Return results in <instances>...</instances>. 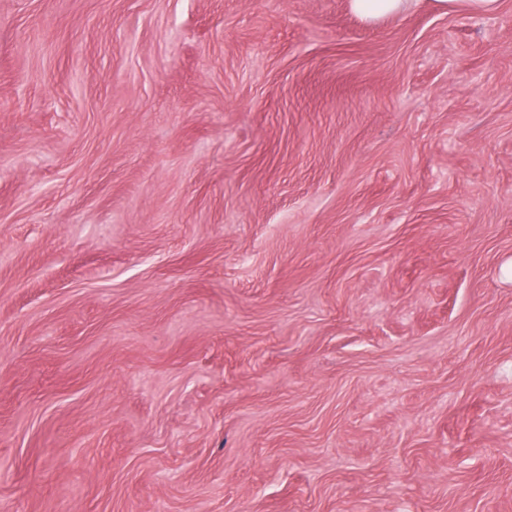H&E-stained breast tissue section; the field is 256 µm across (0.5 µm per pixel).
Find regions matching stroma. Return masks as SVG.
<instances>
[{"label":"stroma","instance_id":"obj_1","mask_svg":"<svg viewBox=\"0 0 512 512\" xmlns=\"http://www.w3.org/2000/svg\"><path fill=\"white\" fill-rule=\"evenodd\" d=\"M512 0H0V512H512ZM418 0H348L349 10L367 23L397 17L415 8ZM435 3L444 14L464 10L473 15H486L496 13L500 7V0H436Z\"/></svg>","mask_w":512,"mask_h":512}]
</instances>
